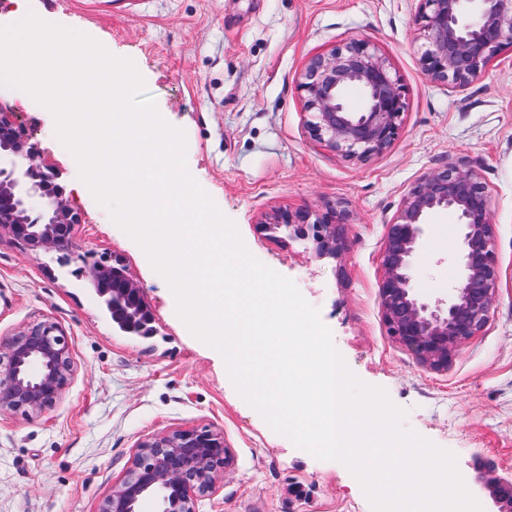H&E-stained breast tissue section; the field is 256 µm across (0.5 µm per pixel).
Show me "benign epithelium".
Instances as JSON below:
<instances>
[{
  "mask_svg": "<svg viewBox=\"0 0 512 512\" xmlns=\"http://www.w3.org/2000/svg\"><path fill=\"white\" fill-rule=\"evenodd\" d=\"M424 32L423 74L432 81L465 88L486 71L505 48H512V0H419ZM356 87L362 103L350 108L345 92ZM310 116L312 137L347 160L364 161L386 151L398 135L405 91L392 67L368 39H352L312 58L297 78ZM38 147L0 107V232L7 231L34 250L61 251L70 245L78 222L64 190L49 181L58 174L36 163ZM40 217L32 219L33 208ZM437 210L458 221L460 275L448 300L425 301L419 293L414 261L427 238V219ZM258 227L282 230L289 240H311L319 258H336L343 239L330 216L309 211H277ZM379 304L384 323L399 344L432 370L448 362L479 335L492 315L498 282L490 200L480 174L453 165L423 175L404 196L387 225L382 255ZM89 274L108 304L112 321L143 331L153 314L142 290L122 265L95 262ZM72 367L69 347L50 321L7 343L0 355V414H40L65 388ZM224 438L210 429L154 434L138 444L125 478L112 487L99 512H140L142 502L158 497L161 512H199V499L212 488L224 464ZM498 512H512V479L492 478Z\"/></svg>",
  "mask_w": 512,
  "mask_h": 512,
  "instance_id": "benign-epithelium-1",
  "label": "benign epithelium"
}]
</instances>
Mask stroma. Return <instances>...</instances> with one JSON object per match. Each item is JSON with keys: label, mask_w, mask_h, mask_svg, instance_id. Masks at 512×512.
Instances as JSON below:
<instances>
[{"label": "stroma", "mask_w": 512, "mask_h": 512, "mask_svg": "<svg viewBox=\"0 0 512 512\" xmlns=\"http://www.w3.org/2000/svg\"><path fill=\"white\" fill-rule=\"evenodd\" d=\"M35 10L134 61L159 114L185 133L189 173L248 251L296 284L350 370L405 410V429L452 451L483 512H496L487 481L512 478V50L459 89L422 73L419 0H35ZM352 38L375 43L407 102L392 146L362 162L310 136L296 89L310 59ZM0 105L80 215L66 251L0 234V347L50 320L73 364L42 415H0V512H98L140 439L201 427L221 432L228 460L200 512H372L342 463L298 448L237 393L223 357L189 332L139 245L77 191L78 164L58 150L52 114L1 92ZM455 164L476 169L487 187L500 282L487 325L436 372L389 335L378 285L386 224L404 195ZM275 209L342 219L343 258L260 233V217ZM459 248L456 215L434 213L417 258L428 302L447 298ZM95 261L128 269L154 312L153 335L113 324L83 272Z\"/></svg>", "instance_id": "35a3bbf8"}]
</instances>
